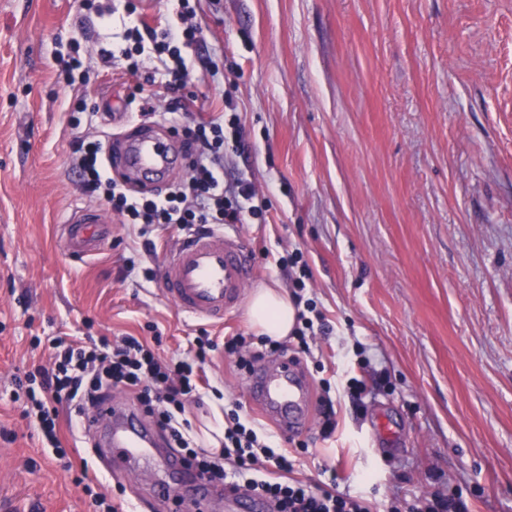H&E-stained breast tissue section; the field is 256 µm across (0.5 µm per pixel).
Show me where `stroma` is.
<instances>
[{
	"label": "stroma",
	"instance_id": "35a3bbf8",
	"mask_svg": "<svg viewBox=\"0 0 512 512\" xmlns=\"http://www.w3.org/2000/svg\"><path fill=\"white\" fill-rule=\"evenodd\" d=\"M95 2L0 0V512H94L79 475L108 485L120 512H224L220 501L152 497L153 469L113 474L94 429L62 430L64 468L11 400L17 376L48 361L50 336L157 333L153 350L168 360L200 334L252 330L247 307L220 325L162 295L178 229L151 232L148 248L116 216L94 255L63 251L68 212L111 209L79 187L72 138L137 125L124 114L133 77L99 54L125 0ZM197 12L208 27L199 55L224 51L198 105L231 99L245 150L224 171L266 202L265 223L233 227L253 283L288 288L280 260L302 252L306 295L330 326L300 360L313 400L332 399L336 431L322 438L312 413L296 478L334 470L373 512L450 487L471 512H512V0H199ZM74 53L96 73L83 112L59 63ZM382 375L389 385L363 408L342 391ZM199 377L201 402L186 409L195 436L248 402L223 350ZM379 415L400 425L402 451L369 450Z\"/></svg>",
	"mask_w": 512,
	"mask_h": 512
}]
</instances>
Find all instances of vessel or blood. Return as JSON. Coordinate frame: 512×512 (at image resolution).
<instances>
[{"label":"vessel or blood","mask_w":512,"mask_h":512,"mask_svg":"<svg viewBox=\"0 0 512 512\" xmlns=\"http://www.w3.org/2000/svg\"><path fill=\"white\" fill-rule=\"evenodd\" d=\"M110 161L138 183L160 184L187 168L176 139L154 125L139 127ZM67 224L68 251L77 259L92 253L110 232L108 215L95 209L74 210ZM253 277L252 260L240 238L214 231L190 238L168 256L161 268L160 284L163 295L180 312L220 324L239 310ZM245 386L252 405L281 434L294 437L306 430L311 407L309 384L291 357L254 365ZM93 423L105 428L107 437L100 446L112 452L119 467L159 466L160 476L153 488L156 497H169L177 489L201 504L218 493L181 456L163 449L157 434L133 407H103L94 414ZM223 495L225 512H266L260 500L229 491Z\"/></svg>","instance_id":"obj_1"}]
</instances>
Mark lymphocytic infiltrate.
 Wrapping results in <instances>:
<instances>
[{
	"label": "lymphocytic infiltrate",
	"mask_w": 512,
	"mask_h": 512,
	"mask_svg": "<svg viewBox=\"0 0 512 512\" xmlns=\"http://www.w3.org/2000/svg\"><path fill=\"white\" fill-rule=\"evenodd\" d=\"M126 14L122 45L101 49L100 55L105 62L120 63L136 77L128 96L133 114L160 115L179 137L190 159L189 172L165 193L133 195L109 175L102 140L78 136L71 143L72 166L79 173L84 194L92 199L105 198L127 223L138 225L142 237L151 228L171 224L192 233L204 224H242L249 218H263L251 180L241 177L229 185L224 182L225 157L244 149L238 114L194 111L196 97L189 94V87L200 76H217L220 67L214 56L195 64L182 54L183 49L205 41V29L191 0H179L176 19L160 26L144 22L137 0H127ZM145 54L157 59L160 69L141 74L140 58ZM163 93L170 95L171 102L160 111L154 102ZM289 262L299 267L298 276L291 279L292 300L301 307L294 336L299 352L306 353L310 350L308 338L314 333L311 314L317 304L305 295L308 267L299 266L294 256ZM50 345L51 364L36 366L24 376L23 416L37 428L43 444L57 459L68 457L59 436L61 415L83 417L89 409L101 406L108 392L118 390L130 394L153 425L167 433L170 442L210 482L267 499L272 512H371L365 497L340 492L336 482L314 485L295 478L298 453L307 450V442L299 440L294 449L283 448L278 437L263 431L241 406L224 412L220 450L202 448L189 438L185 411L197 391L195 367L220 348L234 356L238 369L244 370L283 352L278 341L244 333L225 337L220 343L199 337L186 358L176 361L159 357L146 341L134 336L123 337L116 345L105 339L86 344L55 337Z\"/></svg>",
	"instance_id": "1"
}]
</instances>
